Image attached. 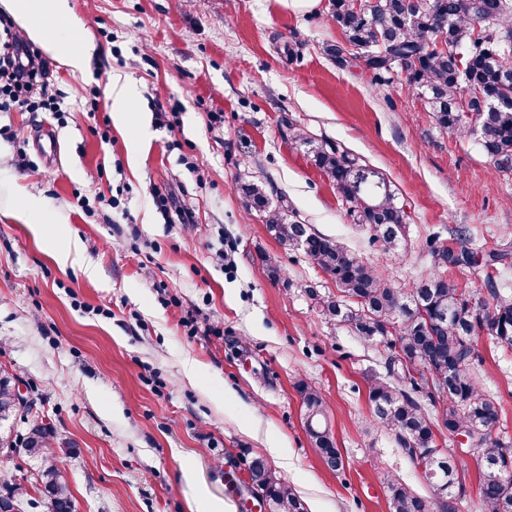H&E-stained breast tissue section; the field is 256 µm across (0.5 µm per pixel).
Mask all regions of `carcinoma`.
Here are the masks:
<instances>
[{"label":"carcinoma","instance_id":"obj_1","mask_svg":"<svg viewBox=\"0 0 512 512\" xmlns=\"http://www.w3.org/2000/svg\"><path fill=\"white\" fill-rule=\"evenodd\" d=\"M331 19L343 40L326 46V55L340 69L360 64L389 82L405 74L409 86L423 98L437 124L448 131L467 133L463 120L468 108L478 116L476 131L481 149L497 165L512 162V0H332ZM446 49L432 51L438 38ZM292 139L307 148L314 166L326 175L348 205L351 223L374 233L385 252L394 251L405 237L407 214L395 193L376 169L338 144L313 140L302 129ZM241 193L250 207L266 214L268 233L280 244L298 247L310 262L336 283L338 298L319 299L322 315L347 325L354 336L383 345L388 351L387 381L375 377L368 398L378 422L395 437L403 452L420 450L434 498L427 501L402 483L388 482L392 512H449L461 497L463 483L456 462L439 454L434 427L419 394L431 402L445 399L441 416L451 435L469 437L483 463L479 493L485 512L512 507V445L493 436L499 417L497 402L480 393L472 372L476 352L473 337L487 332L501 348L512 349V301L502 299L491 277L485 278L496 304L488 306L466 297L445 271L469 265L488 268L501 255L478 259L473 252L443 244L430 246L434 272L410 288L383 281L370 266L337 239L315 232L288 218V204L273 209L262 184H246ZM297 389L305 412L314 416L306 432L319 456L332 471L343 466L342 455L327 422L322 396L308 383ZM21 405L15 381L0 375V421L15 417ZM47 428L34 424L22 451L38 457L41 493L52 512H72V495L61 480L56 459L48 455ZM252 482L274 505V512H305L304 504L277 477L267 460L257 455L248 464Z\"/></svg>","mask_w":512,"mask_h":512}]
</instances>
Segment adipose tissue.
Wrapping results in <instances>:
<instances>
[{
	"label": "adipose tissue",
	"mask_w": 512,
	"mask_h": 512,
	"mask_svg": "<svg viewBox=\"0 0 512 512\" xmlns=\"http://www.w3.org/2000/svg\"><path fill=\"white\" fill-rule=\"evenodd\" d=\"M11 15L34 21L33 37L71 69L83 70L84 48L71 35L73 20L68 0H0Z\"/></svg>",
	"instance_id": "obj_1"
}]
</instances>
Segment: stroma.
<instances>
[{
	"mask_svg": "<svg viewBox=\"0 0 512 512\" xmlns=\"http://www.w3.org/2000/svg\"><path fill=\"white\" fill-rule=\"evenodd\" d=\"M69 3L87 64L76 72L48 56L62 113L0 112V370L33 402L12 440L31 424L48 428L75 512H199L204 501L250 512L245 461L256 455L306 512H391L390 477L432 498L373 419L368 380L385 376L387 350L322 316L317 300L337 295L334 281L270 237L239 188L264 183L298 221L405 286L430 272L434 237L480 257L508 252L493 276L512 295V166L439 128L405 77L386 85L365 67L337 68L325 53L341 38L330 0L308 14L275 0ZM118 81L136 91L129 124L112 118ZM160 101L181 103L174 127L157 121ZM293 126L393 183L408 216L404 245L382 252L349 223L335 187L290 139ZM47 132L58 140L51 159L38 149ZM100 163L107 177L91 181ZM113 190L131 217L107 224L95 198ZM158 191L194 223H164ZM81 195L94 199L92 212ZM67 240L79 249L63 262L54 244ZM270 260L281 279L269 277ZM474 347L479 387L499 404L494 433L512 440V351L483 335ZM301 379L325 400L340 471L310 444ZM436 444L464 469L456 512H483L480 460L446 430ZM40 467L0 449V494L16 491L22 512H51Z\"/></svg>",
	"mask_w": 512,
	"mask_h": 512,
	"instance_id": "1",
	"label": "stroma"
}]
</instances>
